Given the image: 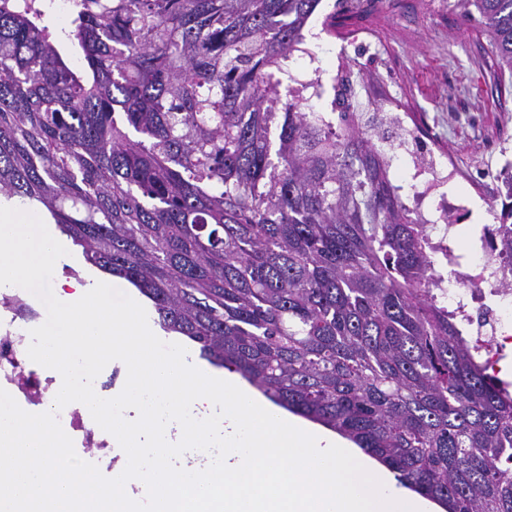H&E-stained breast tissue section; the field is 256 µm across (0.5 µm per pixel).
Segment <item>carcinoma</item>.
<instances>
[{
	"instance_id": "1",
	"label": "carcinoma",
	"mask_w": 512,
	"mask_h": 512,
	"mask_svg": "<svg viewBox=\"0 0 512 512\" xmlns=\"http://www.w3.org/2000/svg\"><path fill=\"white\" fill-rule=\"evenodd\" d=\"M0 0V199L48 211L159 325L446 512H512V391L354 112L290 69L322 0ZM512 77V0H460ZM80 51L87 68L63 56ZM490 261L512 289V192Z\"/></svg>"
}]
</instances>
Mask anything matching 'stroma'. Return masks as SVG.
<instances>
[{"mask_svg":"<svg viewBox=\"0 0 512 512\" xmlns=\"http://www.w3.org/2000/svg\"><path fill=\"white\" fill-rule=\"evenodd\" d=\"M375 34L356 64L440 136L458 163L482 178L498 168L494 143H512V78L493 77L490 48L448 0H378Z\"/></svg>","mask_w":512,"mask_h":512,"instance_id":"35a3bbf8","label":"stroma"}]
</instances>
